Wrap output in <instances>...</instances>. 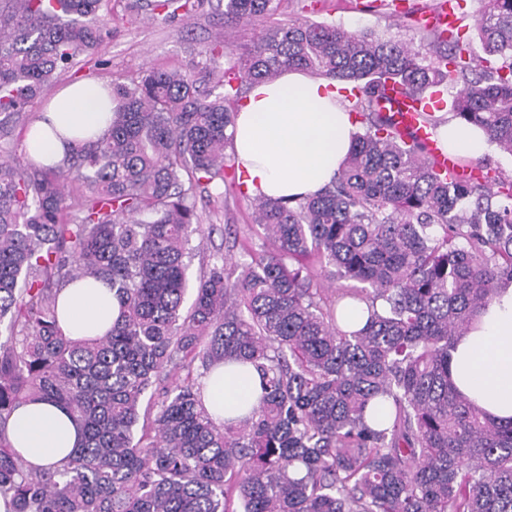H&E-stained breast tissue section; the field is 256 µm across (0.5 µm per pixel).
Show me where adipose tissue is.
I'll return each instance as SVG.
<instances>
[{
	"label": "adipose tissue",
	"mask_w": 512,
	"mask_h": 512,
	"mask_svg": "<svg viewBox=\"0 0 512 512\" xmlns=\"http://www.w3.org/2000/svg\"><path fill=\"white\" fill-rule=\"evenodd\" d=\"M99 83L80 81L60 90L27 133L24 152L47 164L61 162L75 133L103 134L111 120L99 99ZM359 130L335 85L289 70L274 82L254 86L242 101L233 128L236 166L249 193L301 199L330 183ZM481 130L450 121L438 128L449 155L480 153ZM59 325L73 339L111 329L119 303L111 288L94 279L69 283L58 297ZM458 391L497 421H512V284L503 286L480 311L475 325L459 336L450 363ZM257 372L241 378L217 371L204 380L211 412L235 405L243 387L258 386ZM10 442L41 468L60 465L78 442L67 412L38 402L19 406L11 417Z\"/></svg>",
	"instance_id": "1"
}]
</instances>
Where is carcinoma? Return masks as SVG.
<instances>
[{"instance_id":"obj_1","label":"carcinoma","mask_w":512,"mask_h":512,"mask_svg":"<svg viewBox=\"0 0 512 512\" xmlns=\"http://www.w3.org/2000/svg\"><path fill=\"white\" fill-rule=\"evenodd\" d=\"M103 2L0 0V116L95 57ZM278 2L224 0V25ZM481 2L479 59L459 29L424 28L416 45L290 20L237 57L215 39L184 71L112 85L108 130L60 164L0 162V495L15 512H512V422L449 377L457 337L512 283V176L436 171L381 107L390 87L414 98L460 84L451 118L512 155V0ZM203 6L145 2L166 20ZM290 68L348 84L362 132L317 193L252 196L273 249L235 276L216 259L185 311L193 190L224 186L237 116L226 102ZM73 182L87 191L78 213ZM312 259L361 287H318ZM88 277L110 284L121 318L71 339L58 293ZM348 301L368 306L360 329ZM233 363L259 372L261 392L222 418L202 379ZM169 366L188 369L183 385L144 402ZM31 401L81 429L53 469L35 470L8 437Z\"/></svg>"}]
</instances>
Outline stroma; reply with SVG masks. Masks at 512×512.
<instances>
[{
    "label": "stroma",
    "mask_w": 512,
    "mask_h": 512,
    "mask_svg": "<svg viewBox=\"0 0 512 512\" xmlns=\"http://www.w3.org/2000/svg\"><path fill=\"white\" fill-rule=\"evenodd\" d=\"M130 3L131 0H108L112 31L103 37L97 63L72 65L45 86L28 107L14 115L0 131V160L22 157L21 143L30 126L54 94L71 81L85 78L107 85L127 84L151 68L183 69L198 62L201 51L216 35H223L229 48L239 53L257 33L251 25H225L223 15L211 4L168 22L147 11H132ZM362 3L363 0H280L275 18L282 22L310 19L419 40L413 15L392 14L387 0H380L377 10L372 12L363 10ZM234 174L233 168H225L223 192H202L196 197L204 239L191 262V279L205 275L216 257L223 255L230 261L243 262L262 249V231L254 222L248 198L234 183ZM228 224L235 225L237 240L226 239L224 227Z\"/></svg>",
    "instance_id": "1"
}]
</instances>
